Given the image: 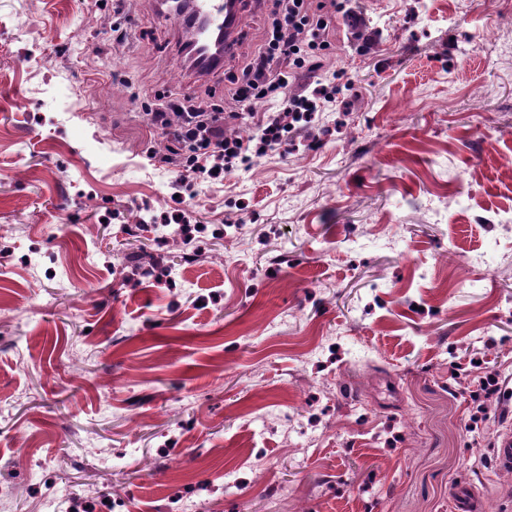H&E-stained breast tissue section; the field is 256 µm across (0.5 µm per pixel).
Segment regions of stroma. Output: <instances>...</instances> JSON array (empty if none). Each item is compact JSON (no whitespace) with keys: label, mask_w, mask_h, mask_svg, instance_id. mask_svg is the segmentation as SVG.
I'll return each instance as SVG.
<instances>
[{"label":"stroma","mask_w":512,"mask_h":512,"mask_svg":"<svg viewBox=\"0 0 512 512\" xmlns=\"http://www.w3.org/2000/svg\"><path fill=\"white\" fill-rule=\"evenodd\" d=\"M238 3L199 74L161 0H0V512H448L467 479L512 512V0H325L361 19L335 103L187 182L145 109H233Z\"/></svg>","instance_id":"stroma-1"}]
</instances>
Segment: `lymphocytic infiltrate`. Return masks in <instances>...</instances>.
Returning a JSON list of instances; mask_svg holds the SVG:
<instances>
[{
	"label": "lymphocytic infiltrate",
	"instance_id": "lymphocytic-infiltrate-1",
	"mask_svg": "<svg viewBox=\"0 0 512 512\" xmlns=\"http://www.w3.org/2000/svg\"><path fill=\"white\" fill-rule=\"evenodd\" d=\"M270 17L261 43L245 57L232 81L233 111L224 112L201 96L171 100L150 110V121L162 134L197 145V153L189 157L174 150L166 158L167 163L181 168L184 178L220 170L222 162L235 157L262 154L279 143L288 118L313 111L315 100L331 101L330 83L321 74L325 63L319 56L328 45L330 28L321 0H273ZM293 70L317 73L307 93H289ZM260 100L275 102L277 117L260 126L256 138L225 136V118H245Z\"/></svg>",
	"mask_w": 512,
	"mask_h": 512
}]
</instances>
